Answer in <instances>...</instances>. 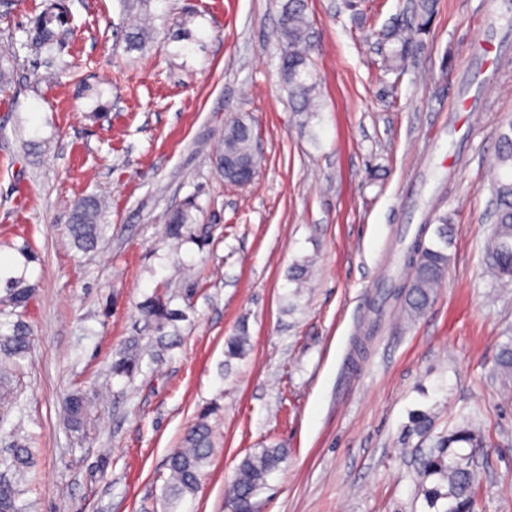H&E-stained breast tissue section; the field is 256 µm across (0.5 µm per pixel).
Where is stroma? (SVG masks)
<instances>
[{
    "instance_id": "35a3bbf8",
    "label": "stroma",
    "mask_w": 512,
    "mask_h": 512,
    "mask_svg": "<svg viewBox=\"0 0 512 512\" xmlns=\"http://www.w3.org/2000/svg\"><path fill=\"white\" fill-rule=\"evenodd\" d=\"M46 2L0 0V51L21 47ZM283 2L148 0L156 35L139 53L122 40L123 0H67L68 69L51 83L21 47L0 93V259L21 265L27 242L40 260L0 455L9 430L35 442L26 512H167L166 460L204 410L214 453L177 512H231L238 464L274 446L285 459L257 512H425L414 451L467 417L484 440L478 512H512V378L496 372L512 280L485 254L512 118V0H438L397 72L378 33L410 19L414 0H306L321 103L309 121L279 69ZM238 117L257 135L245 187L215 169ZM103 188L105 235L78 250L70 210ZM182 207L195 236L175 241L163 228ZM443 214L448 269L411 320L390 282L408 276L419 227L435 241ZM157 293L183 313L160 332L139 310ZM242 324L249 350L227 358ZM133 345L137 369L113 374ZM89 381L103 396L76 433L64 402ZM416 409L434 429L409 438Z\"/></svg>"
}]
</instances>
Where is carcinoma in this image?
<instances>
[{"label":"carcinoma","instance_id":"cac0c4a2","mask_svg":"<svg viewBox=\"0 0 512 512\" xmlns=\"http://www.w3.org/2000/svg\"><path fill=\"white\" fill-rule=\"evenodd\" d=\"M436 0H416L413 22L409 25L394 24L380 34L383 44L389 45L385 66L397 69L405 64L417 47L416 36L424 33L435 13ZM65 24L63 4L60 0L47 5L32 20L26 30L22 47L35 55L47 54L52 59L62 46L60 28ZM310 21L305 12L304 0H285L282 5L279 42L281 45L280 70L288 86V93L295 111L312 117L318 111L315 82L309 69ZM152 31L145 25L134 24L125 31L129 50H139L150 39ZM16 56L0 54V92L10 90L14 79ZM502 146L493 169L494 226L486 247L490 266L501 277L512 276V134H501ZM223 148L217 156L229 152L239 162L247 163L254 149V132L250 125L237 118L224 129ZM105 198L89 195L72 209L68 232L74 245L84 251L95 248L103 234L102 218ZM194 219L189 209L173 211L166 224L168 237L180 240L192 233ZM427 227L417 232L408 251L407 265L412 277L399 284L405 289L408 314L415 318L432 303L434 291L448 267L446 246L453 237L454 227L448 218H441L436 229L438 244H426ZM36 288L25 276L10 277L0 287V307L25 308L33 298ZM142 315L157 329L178 317V312L168 302L155 296L140 306ZM7 331L0 330V407L14 404V392L9 385L12 368L20 365L30 349L32 333L21 318L5 323ZM250 345L245 328L226 342L225 353L230 357L244 355ZM138 364L135 354L117 360L112 373L128 375ZM97 396L95 385L77 389L65 401V414L70 427L80 430L87 417L88 408ZM431 430L429 413L415 410L410 415L408 432L420 437ZM480 445V435L473 422L467 421L458 429L440 438L418 460L416 483L423 495L428 512H476L481 485L480 473L471 465L475 448ZM213 451V433L207 423V414L184 437V447L172 453L167 461L169 478L164 487V499L175 512L179 502L198 490L204 468L209 464ZM284 456L281 448H264L259 453L246 455L238 465L228 486V502L235 512H254V498L266 483L267 477L278 467ZM33 464V450L25 443H18L7 458H0L5 477L0 478V512H23L18 505V481L23 479Z\"/></svg>","mask_w":512,"mask_h":512}]
</instances>
